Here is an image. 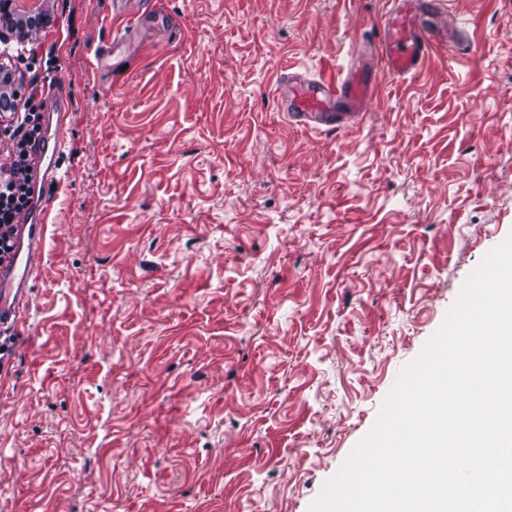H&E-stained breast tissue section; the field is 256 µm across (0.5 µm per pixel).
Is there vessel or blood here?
I'll return each mask as SVG.
<instances>
[{
    "mask_svg": "<svg viewBox=\"0 0 512 512\" xmlns=\"http://www.w3.org/2000/svg\"><path fill=\"white\" fill-rule=\"evenodd\" d=\"M449 0H387L381 16L372 23V38L365 44L371 61L340 66L337 74L302 75L284 71L277 75L274 97L292 126L316 132L349 131L358 126L365 106L378 95L384 79L418 77L439 50L468 55L474 41L464 22L449 21ZM50 109L30 152L32 178L61 179L60 159L66 149L70 104L58 87L46 91ZM47 229L43 199L22 211L14 224V247L0 261V332L14 330L30 296V282L39 268Z\"/></svg>",
    "mask_w": 512,
    "mask_h": 512,
    "instance_id": "b4317fda",
    "label": "vessel or blood"
}]
</instances>
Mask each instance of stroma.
<instances>
[{
  "label": "stroma",
  "mask_w": 512,
  "mask_h": 512,
  "mask_svg": "<svg viewBox=\"0 0 512 512\" xmlns=\"http://www.w3.org/2000/svg\"><path fill=\"white\" fill-rule=\"evenodd\" d=\"M112 2L51 35L68 177L0 370V512H309L512 234V0H452L475 59L338 134L273 80L362 54L385 0Z\"/></svg>",
  "instance_id": "1"
}]
</instances>
